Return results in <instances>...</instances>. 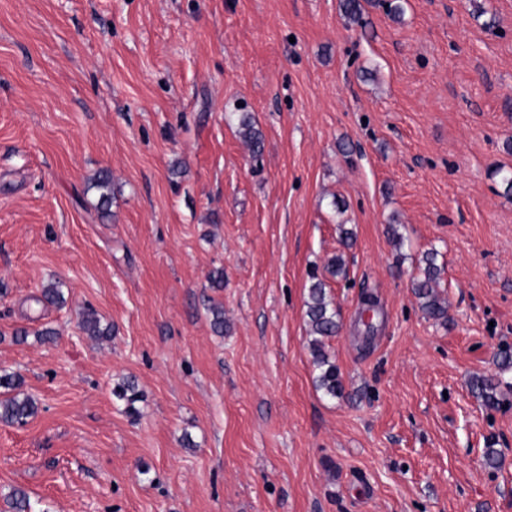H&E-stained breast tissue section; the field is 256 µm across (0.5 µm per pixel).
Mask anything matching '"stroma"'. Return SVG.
Instances as JSON below:
<instances>
[{"label": "stroma", "instance_id": "stroma-1", "mask_svg": "<svg viewBox=\"0 0 512 512\" xmlns=\"http://www.w3.org/2000/svg\"><path fill=\"white\" fill-rule=\"evenodd\" d=\"M400 4L0 0V375L39 406L0 423V512H512V0ZM431 249L443 325L411 288ZM339 252L329 399L305 300ZM239 134L247 144L252 154H260L262 151V135L255 127L252 117L248 113H243L238 117ZM499 386V379L485 376H477L470 383L471 392L481 399L486 408H495L499 405Z\"/></svg>", "mask_w": 512, "mask_h": 512}]
</instances>
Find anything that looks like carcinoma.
I'll use <instances>...</instances> for the list:
<instances>
[{"label":"carcinoma","instance_id":"1","mask_svg":"<svg viewBox=\"0 0 512 512\" xmlns=\"http://www.w3.org/2000/svg\"><path fill=\"white\" fill-rule=\"evenodd\" d=\"M341 8L344 17L352 24L361 23L364 4L363 0H342ZM239 134L253 154L262 151V135L255 127L252 117L244 113L238 117ZM111 176L108 171L102 170L94 180V187L101 190L98 209L107 213L111 204ZM324 271L332 278L347 276V265L344 254H334L324 263ZM440 287V267L437 264V253L429 251L423 255L419 276L412 283L414 294L419 300L421 310L435 321H443L447 315V305L438 291ZM306 318L309 333L313 336L311 352L313 363L318 370L316 377L317 388L323 395L336 398L342 396L343 384L336 364L324 350L325 339L336 335L339 331L336 308L328 299L326 284L322 279H315L307 293ZM80 327L90 336L103 338L109 334V328L101 327V320L97 313L89 309L84 312ZM500 382L494 377L477 376L470 383L471 392L480 398L487 408L499 405L498 388ZM22 387V380L13 374L0 375V388L11 390L14 395L0 399V422L5 424H24L38 412L36 401L29 395L20 396L18 389ZM112 394L120 401L125 402L127 411L137 413L135 403L139 401L140 393L135 382L123 380L112 388Z\"/></svg>","mask_w":512,"mask_h":512}]
</instances>
